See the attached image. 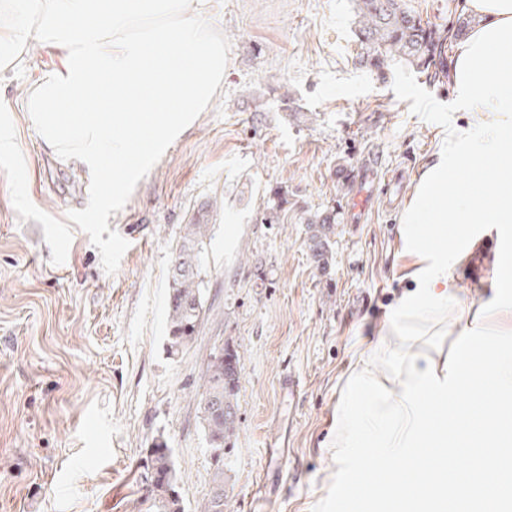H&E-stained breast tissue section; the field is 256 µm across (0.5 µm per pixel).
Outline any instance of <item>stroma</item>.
Listing matches in <instances>:
<instances>
[{"instance_id": "stroma-1", "label": "stroma", "mask_w": 512, "mask_h": 512, "mask_svg": "<svg viewBox=\"0 0 512 512\" xmlns=\"http://www.w3.org/2000/svg\"><path fill=\"white\" fill-rule=\"evenodd\" d=\"M209 20L230 42L224 83L109 217L132 240L112 275L67 218L86 207L89 175L56 157L22 108L61 50L31 42L23 77H0V128L16 143L0 156V512H155L146 475L158 438L185 512H200L219 464L231 512H312L327 494L341 390L409 286L401 213L442 129L359 64L355 0H214ZM368 166L376 207L360 216L352 199ZM278 186L280 220L260 223ZM330 208L322 269L308 220ZM201 211L206 312L172 359L168 273ZM497 252L486 237L458 269L472 312L493 297L484 284ZM226 341L241 375L219 459L197 403ZM288 376L303 382L292 398ZM275 448L288 469L260 503Z\"/></svg>"}]
</instances>
